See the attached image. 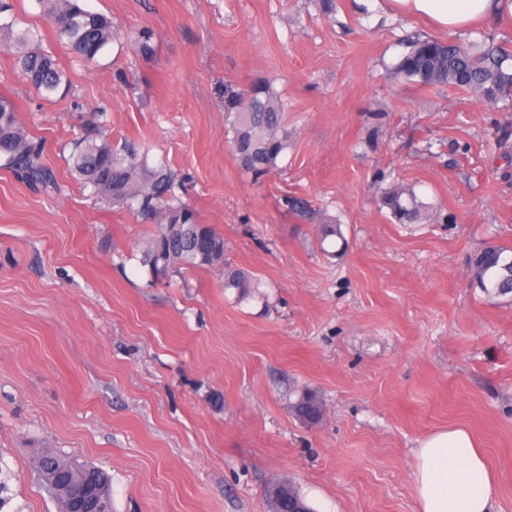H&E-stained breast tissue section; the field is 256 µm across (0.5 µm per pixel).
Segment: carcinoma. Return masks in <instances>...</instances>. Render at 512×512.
I'll list each match as a JSON object with an SVG mask.
<instances>
[{"mask_svg": "<svg viewBox=\"0 0 512 512\" xmlns=\"http://www.w3.org/2000/svg\"><path fill=\"white\" fill-rule=\"evenodd\" d=\"M53 21L60 41L69 53L84 63L102 57L115 39L112 18L85 7L83 0H36ZM153 31L139 29L135 48L147 56ZM0 49L16 56V66L37 94L47 100L69 85L65 71L41 44L40 34L19 27L10 0H0ZM512 58L509 51L492 45L480 53L439 38L416 34L391 68L396 82L427 88L451 87L473 93L491 102L512 99ZM285 108L271 86L257 81L244 92L226 91L224 126L240 166L260 179L277 166L288 149L282 133ZM150 148L128 142L115 147L104 137H85L74 143L69 165L77 178L108 201L126 206L154 225L143 250V261L156 274L172 269H196L224 263V237L211 225L198 221L195 210L176 189L175 173L164 164L149 163ZM43 146L19 117L15 99L0 93V167L13 172L30 186L55 185L53 171L42 159ZM380 204L399 224H420L429 218L428 206L413 187L394 185L383 191ZM470 271L479 288L489 295L512 293V249L486 245L470 261ZM224 287L244 297L258 287L242 269H224ZM324 407L313 391H305L292 403L299 421L314 425ZM41 481L64 512L66 497L58 490L53 472L44 470ZM309 507L295 485L277 502L278 512H293L296 503Z\"/></svg>", "mask_w": 512, "mask_h": 512, "instance_id": "cac0c4a2", "label": "carcinoma"}]
</instances>
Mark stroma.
Wrapping results in <instances>:
<instances>
[{"instance_id":"1","label":"stroma","mask_w":512,"mask_h":512,"mask_svg":"<svg viewBox=\"0 0 512 512\" xmlns=\"http://www.w3.org/2000/svg\"><path fill=\"white\" fill-rule=\"evenodd\" d=\"M11 2L70 90L41 99L0 50V92L57 182L35 191L0 168V512H58L34 468L48 449L107 471L112 512H270L275 480L313 512H417L414 451L456 425L512 512V294L487 296L468 266L487 243L512 247V103L388 77L406 35L512 47V24L451 34L387 0H85L120 32L88 68L35 0ZM144 26L146 58L128 42ZM258 78L288 105V149L259 179L224 134L225 87ZM97 132L183 177L223 264L151 271L152 225L65 161ZM396 182L428 223L380 209ZM289 197L340 237L318 243ZM228 265L258 293L225 289ZM304 390L319 424L291 412Z\"/></svg>"}]
</instances>
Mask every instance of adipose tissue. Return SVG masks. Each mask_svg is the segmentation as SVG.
<instances>
[{
  "label": "adipose tissue",
  "instance_id": "obj_1",
  "mask_svg": "<svg viewBox=\"0 0 512 512\" xmlns=\"http://www.w3.org/2000/svg\"><path fill=\"white\" fill-rule=\"evenodd\" d=\"M396 12L431 20L454 32L475 23L512 19V0H390ZM418 512H494L496 482L469 430L431 433L415 450Z\"/></svg>",
  "mask_w": 512,
  "mask_h": 512
}]
</instances>
